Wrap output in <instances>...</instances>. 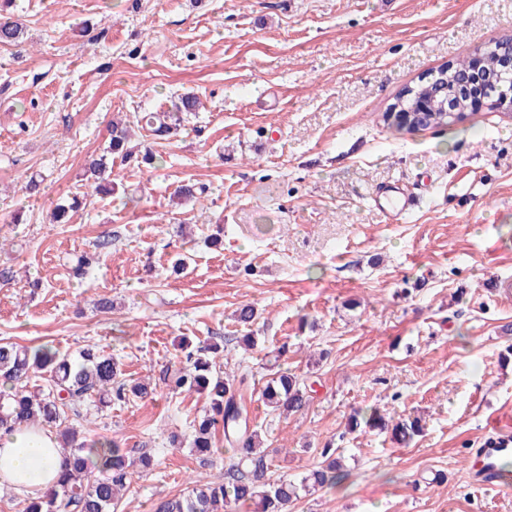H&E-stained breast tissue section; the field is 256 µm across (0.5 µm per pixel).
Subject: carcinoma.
<instances>
[{"instance_id": "carcinoma-1", "label": "carcinoma", "mask_w": 512, "mask_h": 512, "mask_svg": "<svg viewBox=\"0 0 512 512\" xmlns=\"http://www.w3.org/2000/svg\"><path fill=\"white\" fill-rule=\"evenodd\" d=\"M22 33L21 23L0 8V44L14 45ZM498 41L485 44L477 52L483 62V75L488 82L498 80L496 56ZM474 58L468 57L447 67V74L437 80H420L404 86L390 107L413 112L411 122L426 129L448 127L464 121L471 106L465 91V81L471 74ZM200 100L183 96L169 112H149L134 116L136 125L148 128L157 136L174 137L185 117L199 110ZM451 107L462 112L453 115ZM130 123L112 124L107 153L121 158L132 157L129 145ZM112 168L106 156L89 161L85 181L95 190L115 191L110 180ZM74 197L68 205L58 204L50 213V221L69 223V212L80 208ZM221 350L216 346L202 347L197 353H188L190 367L178 372L170 380L174 391L204 393L208 409L194 426L192 451L201 456H212L213 437L217 427L224 430L225 440L232 446L234 458L224 474V480L189 481L188 491L159 502L155 512H238L245 505H257L258 512H282L284 506L299 496V488L331 487L343 479L341 463L324 450L326 460L304 478L301 485L268 478L267 455L257 427L249 424L248 413L236 400L235 381L217 372ZM122 370L112 355L96 345H88L75 359L71 354L52 346L22 347L11 342H0V381L12 392L0 395V428L45 425L56 429L62 440L64 461L56 485L47 492L31 496L22 512H119L123 492L131 485L135 464L148 469L152 460L143 456L132 459L114 440H90L89 429L82 430L75 422L84 418L83 407L88 401L102 408L112 401L124 402L129 396L144 398L154 393L150 384L126 383L120 380ZM46 381L29 389L35 378ZM260 399L269 412L279 415L297 414L311 400V386L297 375L277 370L263 387ZM391 430L400 442L407 443L423 426L420 421L390 424L378 409L359 413L352 418V429Z\"/></svg>"}]
</instances>
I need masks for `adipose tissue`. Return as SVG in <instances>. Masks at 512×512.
<instances>
[{
	"label": "adipose tissue",
	"instance_id": "1",
	"mask_svg": "<svg viewBox=\"0 0 512 512\" xmlns=\"http://www.w3.org/2000/svg\"><path fill=\"white\" fill-rule=\"evenodd\" d=\"M62 463V449L53 431L18 427L0 430V483L20 494L36 495L51 488Z\"/></svg>",
	"mask_w": 512,
	"mask_h": 512
}]
</instances>
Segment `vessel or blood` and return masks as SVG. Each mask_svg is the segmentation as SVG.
Listing matches in <instances>:
<instances>
[{"label":"vessel or blood","instance_id":"1","mask_svg":"<svg viewBox=\"0 0 512 512\" xmlns=\"http://www.w3.org/2000/svg\"><path fill=\"white\" fill-rule=\"evenodd\" d=\"M376 204L381 211L398 216L412 207L413 197L400 187H386L378 192ZM472 456L476 464L469 471L468 477L473 484L501 492L512 491L511 429L493 427L483 446L475 449Z\"/></svg>","mask_w":512,"mask_h":512}]
</instances>
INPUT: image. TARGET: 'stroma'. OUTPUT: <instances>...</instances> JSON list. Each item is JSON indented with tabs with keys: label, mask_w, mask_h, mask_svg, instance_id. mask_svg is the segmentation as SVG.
Returning <instances> with one entry per match:
<instances>
[{
	"label": "stroma",
	"mask_w": 512,
	"mask_h": 512,
	"mask_svg": "<svg viewBox=\"0 0 512 512\" xmlns=\"http://www.w3.org/2000/svg\"><path fill=\"white\" fill-rule=\"evenodd\" d=\"M12 13L24 34L0 46V265L15 272L0 340L96 345L125 380L149 379L151 396L88 412L93 436L153 459L122 512L224 478V440L205 463L191 450L205 397L162 382L187 343L223 350L272 478L301 482L327 447L340 457L343 480L288 512H512V494L467 477L488 424H512V290L499 286L512 279V118L484 107L412 132L382 119L402 87L512 35V0H13ZM188 92L201 107L176 139L134 132L153 165L114 159L122 189L107 196L84 181L113 119ZM188 182L204 199L176 198ZM390 183L422 198L392 220L372 200ZM75 194L71 222L50 223ZM105 234L111 250L69 276ZM246 303L248 327L234 318ZM274 363L313 381L303 412L261 402ZM372 406L421 418L422 433L405 446L350 431Z\"/></svg>",
	"instance_id": "stroma-1"
}]
</instances>
